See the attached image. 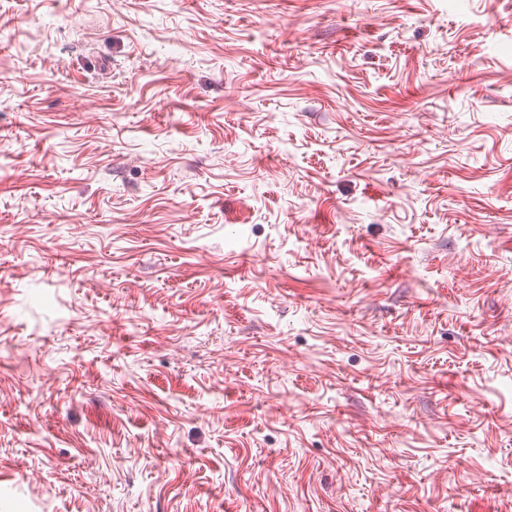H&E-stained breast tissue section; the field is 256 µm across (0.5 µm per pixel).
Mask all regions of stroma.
Instances as JSON below:
<instances>
[{
  "label": "stroma",
  "mask_w": 512,
  "mask_h": 512,
  "mask_svg": "<svg viewBox=\"0 0 512 512\" xmlns=\"http://www.w3.org/2000/svg\"><path fill=\"white\" fill-rule=\"evenodd\" d=\"M0 512H512V0H0Z\"/></svg>",
  "instance_id": "stroma-1"
}]
</instances>
